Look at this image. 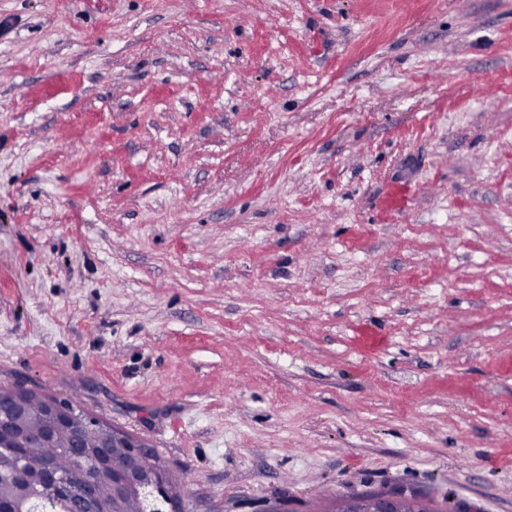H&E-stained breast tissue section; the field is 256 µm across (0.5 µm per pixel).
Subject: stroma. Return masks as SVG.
Listing matches in <instances>:
<instances>
[{"mask_svg":"<svg viewBox=\"0 0 512 512\" xmlns=\"http://www.w3.org/2000/svg\"><path fill=\"white\" fill-rule=\"evenodd\" d=\"M189 512H512V0H0V385ZM400 498L396 503L394 512H438L434 506V501L427 495L409 494L405 492L399 494Z\"/></svg>","mask_w":512,"mask_h":512,"instance_id":"1","label":"stroma"}]
</instances>
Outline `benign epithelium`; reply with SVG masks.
<instances>
[{
	"label": "benign epithelium",
	"mask_w": 512,
	"mask_h": 512,
	"mask_svg": "<svg viewBox=\"0 0 512 512\" xmlns=\"http://www.w3.org/2000/svg\"><path fill=\"white\" fill-rule=\"evenodd\" d=\"M41 398L49 425L53 429L71 430L80 435L93 432L106 442L103 448L76 449V463L70 474H52L48 488L41 493L27 495L29 512H92L93 483L84 479L92 470L100 479H112V493L117 501L136 496L142 502V512H162L163 502L186 505L178 482H153L148 470L154 460L149 445L141 438L105 421L94 419L73 405L58 398L35 391L23 383L0 386V431L21 433L24 448H35L44 436L22 430L21 422L26 403L32 396Z\"/></svg>",
	"instance_id": "benign-epithelium-1"
}]
</instances>
